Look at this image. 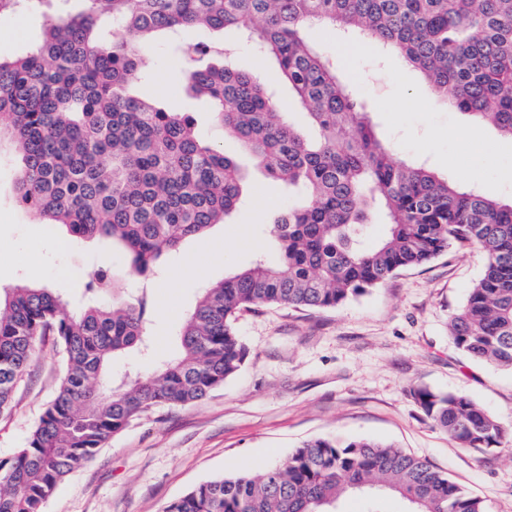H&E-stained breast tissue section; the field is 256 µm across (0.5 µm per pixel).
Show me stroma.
Segmentation results:
<instances>
[{"mask_svg": "<svg viewBox=\"0 0 512 512\" xmlns=\"http://www.w3.org/2000/svg\"><path fill=\"white\" fill-rule=\"evenodd\" d=\"M45 21L42 9L0 19L5 52H33ZM309 35L335 59L340 82L362 100L395 159L424 160L459 185L479 184L512 201V141L449 106L395 54L363 49L337 30L314 26ZM223 39L232 66L275 90L286 119L303 123L275 62L234 33ZM147 49L141 93L163 96L172 109L193 113L201 135L218 136L208 103L188 97L179 80L187 55L168 48L161 35ZM17 172V155L0 150V285H44L77 307L91 271L111 268L127 297L149 301L152 338L151 356L134 352L113 363L117 379L146 375L177 355L179 326L203 288L256 255L271 263L279 258L269 226L289 198L256 171L226 223L186 240L143 276L128 275L124 252L111 243L74 239L23 209L14 191ZM485 263L478 246L455 243L332 309L241 310L235 328L248 356L237 374L199 401L155 408L132 421L60 485L45 512H163L203 481L264 471L321 437L395 444L480 497L489 512H512V370L467 358L448 331ZM64 368L59 346L50 340L39 346L11 414L0 418V459L25 446ZM421 389L467 396L501 422L507 441L483 453L460 447L425 416L416 399Z\"/></svg>", "mask_w": 512, "mask_h": 512, "instance_id": "obj_1", "label": "stroma"}]
</instances>
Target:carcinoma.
Listing matches in <instances>:
<instances>
[{"label":"carcinoma","instance_id":"obj_1","mask_svg":"<svg viewBox=\"0 0 512 512\" xmlns=\"http://www.w3.org/2000/svg\"><path fill=\"white\" fill-rule=\"evenodd\" d=\"M49 2L0 0V15ZM81 2L78 13L47 16L35 52L0 57V124L21 154L20 202L74 237L119 246L129 272L144 275L164 252L237 208L245 175L236 150L296 199L274 220L279 260L258 258L203 289L180 328L179 357L129 383L114 384L111 365L149 348L147 303L123 297L109 269L90 274L78 311L54 288L0 287V417L11 413L41 342L52 338L66 355L26 446L0 460V512H44L59 485L133 420L200 400L234 376L247 358L234 329L239 310L335 308L454 242L479 246L486 265L449 321L453 341L471 359L512 369V202L395 160L364 103L304 31L318 23L371 39L419 70L449 105L512 141V0ZM187 28L236 29L255 42L277 63L317 139L283 121L270 91L224 64V44L209 38L187 48L182 79L210 100L224 136L205 139L191 113L137 95L142 48L156 34L172 38ZM375 205L384 230L366 246ZM416 396L465 448L485 452L505 437L498 419L463 395ZM385 493L405 500L408 512H488L427 462L364 438L305 442L262 473L202 482L164 512H338L349 494L365 497V512H385Z\"/></svg>","mask_w":512,"mask_h":512}]
</instances>
